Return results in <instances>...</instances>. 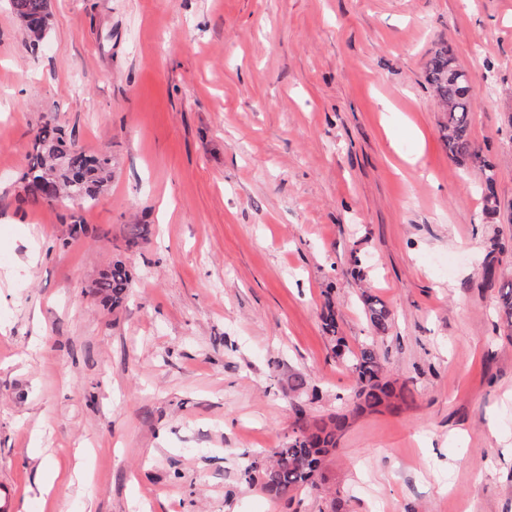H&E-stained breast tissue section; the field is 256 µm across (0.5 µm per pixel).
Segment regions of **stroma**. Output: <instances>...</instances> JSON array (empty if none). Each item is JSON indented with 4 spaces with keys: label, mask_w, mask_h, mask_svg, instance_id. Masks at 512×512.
<instances>
[{
    "label": "stroma",
    "mask_w": 512,
    "mask_h": 512,
    "mask_svg": "<svg viewBox=\"0 0 512 512\" xmlns=\"http://www.w3.org/2000/svg\"><path fill=\"white\" fill-rule=\"evenodd\" d=\"M50 5L35 51L0 0V512H512V0ZM441 45L478 92L493 215L440 137ZM49 119L112 156L92 206L18 199ZM118 258L114 310L92 284ZM365 290L396 413L351 415L321 328L330 297L348 347L371 338ZM296 402L347 422L287 503L239 470ZM45 464L70 486L40 495ZM361 303L372 332L376 337H382L389 330L388 307L380 298L367 291L362 293Z\"/></svg>",
    "instance_id": "stroma-1"
}]
</instances>
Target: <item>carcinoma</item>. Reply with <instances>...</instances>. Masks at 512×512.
Segmentation results:
<instances>
[{"instance_id": "obj_1", "label": "carcinoma", "mask_w": 512, "mask_h": 512, "mask_svg": "<svg viewBox=\"0 0 512 512\" xmlns=\"http://www.w3.org/2000/svg\"><path fill=\"white\" fill-rule=\"evenodd\" d=\"M12 14L33 46L43 43L50 30L49 0H8ZM426 77L441 100L447 120L443 124L442 141L448 155L481 176L480 190L486 207L494 209L498 200L495 192V172L470 138V113L474 111L477 94L466 69L458 64L447 47L430 52ZM112 157L93 154L79 146L74 135L52 121L41 126L29 154V164L21 177L22 200L34 205L79 197L78 205L93 204L112 181ZM94 291L103 301L118 309L128 299L132 288L131 273L126 263L114 260L93 283ZM361 303L372 332L381 336L389 330L390 312L377 296L363 292ZM499 311L506 327L512 331V287L503 288L499 296ZM323 330L332 345L333 358L346 363L355 379L354 410H376L391 400L404 398L387 379L384 357L374 342H366L358 351L342 353L344 337L339 335L335 305L326 298L322 312ZM298 415L293 435L288 442L264 455H247L242 479L257 483L274 500L290 501L305 489L317 490L322 464L336 447V432L346 416H335L327 422L313 425L303 421V410L294 407Z\"/></svg>"}]
</instances>
